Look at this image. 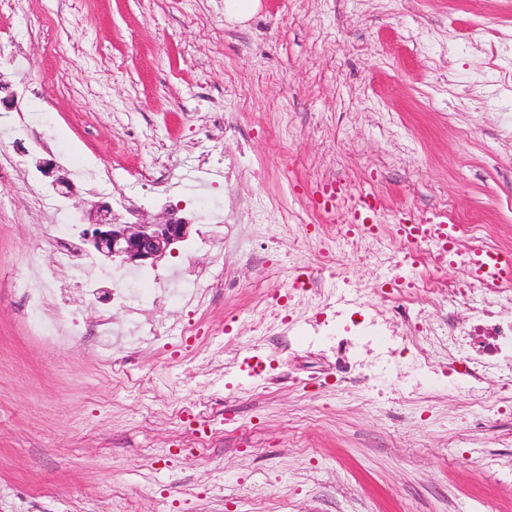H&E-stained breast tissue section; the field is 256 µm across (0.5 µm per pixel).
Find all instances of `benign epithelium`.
<instances>
[{
	"label": "benign epithelium",
	"mask_w": 512,
	"mask_h": 512,
	"mask_svg": "<svg viewBox=\"0 0 512 512\" xmlns=\"http://www.w3.org/2000/svg\"><path fill=\"white\" fill-rule=\"evenodd\" d=\"M41 173L50 178L55 190L71 193L70 180L50 161L39 165ZM192 224L166 210L163 221L154 224H120L112 218L109 203L101 202L91 213L89 227L84 229V241L100 256L120 267L155 266L177 242L189 238Z\"/></svg>",
	"instance_id": "1"
}]
</instances>
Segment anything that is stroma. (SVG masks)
I'll list each match as a JSON object with an SVG mask.
<instances>
[{"mask_svg": "<svg viewBox=\"0 0 512 512\" xmlns=\"http://www.w3.org/2000/svg\"><path fill=\"white\" fill-rule=\"evenodd\" d=\"M512 0H260L246 21L224 0H0V512H512V490L477 462L512 459V414L477 410L448 387L400 389L392 402L291 382L249 392L235 378L206 388L211 352L185 349L178 294L152 300L147 276L215 268L201 223L224 210V267L195 317L198 341L246 354L247 318L287 293L289 269H314L351 196L380 203L377 224L453 211L512 254ZM222 144L235 173L198 159ZM56 162L74 184L53 193L39 169ZM163 175L161 193L148 178ZM118 222L193 225L156 266L139 268L131 298L166 337L132 365L91 336L40 340L16 289L53 250L59 225L80 238L92 203ZM304 224L317 230L298 245ZM276 238L274 269L245 250ZM372 238L336 258L365 284L383 274ZM419 317L434 324L448 297L432 284L460 270L407 271ZM63 310L94 324L103 306L58 271ZM149 380L143 416L124 368ZM204 399L249 423L186 447L172 407Z\"/></svg>", "mask_w": 512, "mask_h": 512, "instance_id": "stroma-1", "label": "stroma"}]
</instances>
